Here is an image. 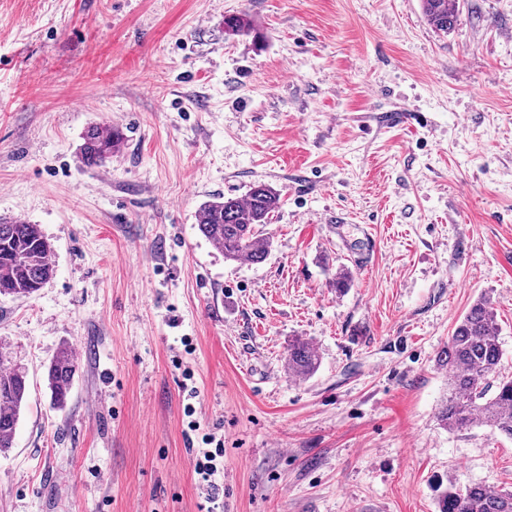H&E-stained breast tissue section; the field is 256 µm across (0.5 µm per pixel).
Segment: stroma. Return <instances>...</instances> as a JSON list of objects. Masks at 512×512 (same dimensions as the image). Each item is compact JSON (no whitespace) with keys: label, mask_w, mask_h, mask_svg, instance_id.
Listing matches in <instances>:
<instances>
[{"label":"stroma","mask_w":512,"mask_h":512,"mask_svg":"<svg viewBox=\"0 0 512 512\" xmlns=\"http://www.w3.org/2000/svg\"><path fill=\"white\" fill-rule=\"evenodd\" d=\"M241 12L254 32L226 37ZM95 124L124 142L88 169ZM258 181L282 195L271 252L226 261L199 207ZM0 216L55 261L0 296L28 375L0 512H201L186 380L224 436V512H438L449 483L512 487V438L437 418V357L481 295L512 376V0H460L446 36L421 0H0ZM288 371L296 376L309 377L319 367L317 352L305 341L297 339L288 347ZM77 369L76 359L71 351L63 349L49 364L47 383L53 404L59 409L66 407L69 386Z\"/></svg>","instance_id":"obj_1"}]
</instances>
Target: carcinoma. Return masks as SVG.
<instances>
[{
  "instance_id": "cac0c4a2",
  "label": "carcinoma",
  "mask_w": 512,
  "mask_h": 512,
  "mask_svg": "<svg viewBox=\"0 0 512 512\" xmlns=\"http://www.w3.org/2000/svg\"><path fill=\"white\" fill-rule=\"evenodd\" d=\"M424 16L435 30L446 35L454 26L457 0H422ZM224 32L248 36L253 32L245 14L224 18ZM123 141L116 128L92 125L79 146L80 162L87 168L103 166ZM278 190L264 182L250 185L246 195L216 197L199 208L197 227L201 235L224 252V259L264 261L270 241L260 237L258 226L270 223L279 208ZM55 271L53 247L40 225L0 218V295L28 297L39 290ZM503 351L492 301L475 300L458 320L438 365L448 371V396L439 406L438 419L451 431L480 424L512 438V378L502 376L489 392L490 376L497 374ZM288 371L309 377L319 367L317 352L296 339L288 347ZM77 369L71 351L63 349L49 364L47 383L53 404L66 407L69 386ZM25 370L0 351V453L13 447L25 406ZM439 512H512L511 490H489L479 484L449 483L438 496Z\"/></svg>"
}]
</instances>
